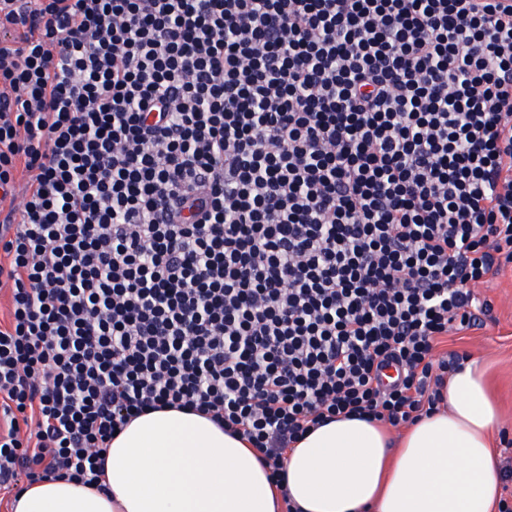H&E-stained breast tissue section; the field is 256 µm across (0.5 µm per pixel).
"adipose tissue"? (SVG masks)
Segmentation results:
<instances>
[{
	"instance_id": "1",
	"label": "adipose tissue",
	"mask_w": 512,
	"mask_h": 512,
	"mask_svg": "<svg viewBox=\"0 0 512 512\" xmlns=\"http://www.w3.org/2000/svg\"><path fill=\"white\" fill-rule=\"evenodd\" d=\"M499 410L468 359L449 375L439 410L401 434L338 418L288 452L284 489L244 438L191 411L133 418L108 450L106 491L65 479L24 486L10 512H495L503 470Z\"/></svg>"
}]
</instances>
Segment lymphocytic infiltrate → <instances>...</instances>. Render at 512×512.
<instances>
[{
	"instance_id": "1",
	"label": "lymphocytic infiltrate",
	"mask_w": 512,
	"mask_h": 512,
	"mask_svg": "<svg viewBox=\"0 0 512 512\" xmlns=\"http://www.w3.org/2000/svg\"><path fill=\"white\" fill-rule=\"evenodd\" d=\"M0 203L1 489L98 485L167 407L281 482L317 426L435 408L491 309L512 0H0Z\"/></svg>"
}]
</instances>
